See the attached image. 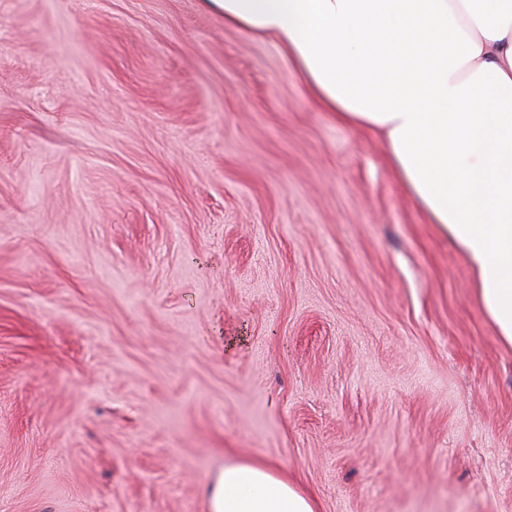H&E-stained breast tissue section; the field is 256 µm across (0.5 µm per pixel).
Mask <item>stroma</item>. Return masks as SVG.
I'll list each match as a JSON object with an SVG mask.
<instances>
[{
    "label": "stroma",
    "mask_w": 512,
    "mask_h": 512,
    "mask_svg": "<svg viewBox=\"0 0 512 512\" xmlns=\"http://www.w3.org/2000/svg\"><path fill=\"white\" fill-rule=\"evenodd\" d=\"M379 137L211 0H0V512H512V346ZM205 497L209 512H316L311 495L262 462L225 465Z\"/></svg>",
    "instance_id": "1"
}]
</instances>
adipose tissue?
Returning a JSON list of instances; mask_svg holds the SVG:
<instances>
[{"label":"adipose tissue","instance_id":"1","mask_svg":"<svg viewBox=\"0 0 512 512\" xmlns=\"http://www.w3.org/2000/svg\"><path fill=\"white\" fill-rule=\"evenodd\" d=\"M271 38L315 105L381 135L395 175L466 254L512 345V0H213ZM209 512H316L268 463L225 465Z\"/></svg>","mask_w":512,"mask_h":512}]
</instances>
